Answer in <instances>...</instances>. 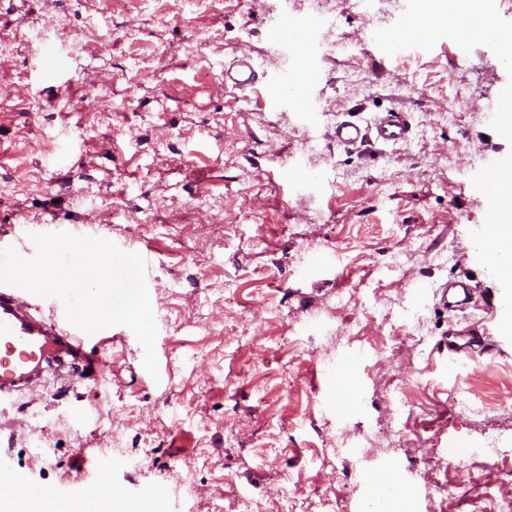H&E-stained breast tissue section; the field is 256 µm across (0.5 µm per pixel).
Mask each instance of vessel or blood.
Segmentation results:
<instances>
[{"label":"vessel or blood","instance_id":"1","mask_svg":"<svg viewBox=\"0 0 512 512\" xmlns=\"http://www.w3.org/2000/svg\"><path fill=\"white\" fill-rule=\"evenodd\" d=\"M430 28L431 21L424 8H417L406 48L413 50L426 44ZM373 128L376 139L382 142L405 140L409 132L405 112L397 109L376 117ZM50 230L47 224H11L0 230V243L21 246L24 257L30 258L35 254L31 233ZM481 250L494 275L511 281L512 265L503 266L497 261L500 250L494 233L484 236ZM89 339V334L67 321L64 312L43 317L37 306L31 304L28 291L0 284V405L11 403L19 395L42 397L49 375L59 376L69 384L75 372L101 367V360L90 357L85 350ZM115 466L114 460H102L95 473L76 480L75 493L105 496L111 488L107 476Z\"/></svg>","mask_w":512,"mask_h":512}]
</instances>
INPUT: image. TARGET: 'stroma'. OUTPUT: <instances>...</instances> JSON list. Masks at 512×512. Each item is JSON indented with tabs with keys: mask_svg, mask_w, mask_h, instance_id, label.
<instances>
[{
	"mask_svg": "<svg viewBox=\"0 0 512 512\" xmlns=\"http://www.w3.org/2000/svg\"><path fill=\"white\" fill-rule=\"evenodd\" d=\"M410 3L0 0V229L80 222L155 257L158 377L118 325L106 380L5 406L0 457L23 482L59 493L116 447L114 512L186 480L170 512H501L512 309L484 300L512 283L476 257L490 208L473 186L512 155V68L437 10L434 42L385 53ZM240 57L255 84L222 80ZM394 108L407 141L331 137ZM457 279L463 311L435 296ZM474 336L480 366L450 365ZM342 433L373 458L337 453ZM491 443L504 456L472 457Z\"/></svg>",
	"mask_w": 512,
	"mask_h": 512,
	"instance_id": "obj_1",
	"label": "stroma"
}]
</instances>
